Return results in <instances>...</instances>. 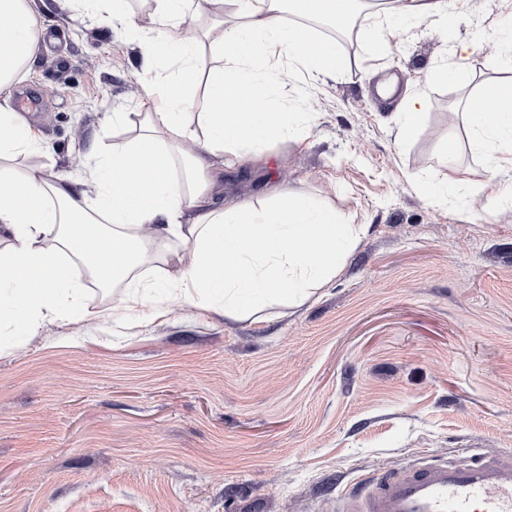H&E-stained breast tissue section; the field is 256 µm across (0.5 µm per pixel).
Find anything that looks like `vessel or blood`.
Returning a JSON list of instances; mask_svg holds the SVG:
<instances>
[{
	"mask_svg": "<svg viewBox=\"0 0 512 512\" xmlns=\"http://www.w3.org/2000/svg\"><path fill=\"white\" fill-rule=\"evenodd\" d=\"M341 512H512V455L430 460L372 475Z\"/></svg>",
	"mask_w": 512,
	"mask_h": 512,
	"instance_id": "1",
	"label": "vessel or blood"
}]
</instances>
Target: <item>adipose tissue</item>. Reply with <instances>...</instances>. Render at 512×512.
Masks as SVG:
<instances>
[{"label": "adipose tissue", "mask_w": 512, "mask_h": 512, "mask_svg": "<svg viewBox=\"0 0 512 512\" xmlns=\"http://www.w3.org/2000/svg\"><path fill=\"white\" fill-rule=\"evenodd\" d=\"M77 14L115 31L139 51L142 110L130 137L109 153L86 155L78 177L46 180L14 167L44 154V140L9 100L42 29L27 0H0V320L15 334L40 320L76 315L84 292L74 278L117 288L112 316L129 319L166 301L203 298L230 319L296 306L342 268L368 231L285 183L265 205L214 200L225 166L262 158L273 140L302 135L308 113L291 112L277 92L297 74L343 67L333 43L289 24L297 14L347 29L355 9L385 14L393 29L444 23L448 0H153L150 23L125 0H70ZM209 55H202V48ZM214 66H207L206 58ZM206 109L187 110L196 77ZM472 142L488 167L512 155V88L498 85L494 110H465ZM139 165L138 179L128 176ZM95 229L87 238L78 225Z\"/></svg>", "instance_id": "adipose-tissue-1"}]
</instances>
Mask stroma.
Returning <instances> with one entry per match:
<instances>
[{
	"instance_id": "obj_1",
	"label": "stroma",
	"mask_w": 512,
	"mask_h": 512,
	"mask_svg": "<svg viewBox=\"0 0 512 512\" xmlns=\"http://www.w3.org/2000/svg\"><path fill=\"white\" fill-rule=\"evenodd\" d=\"M43 27L12 106L48 152L17 159L46 179L126 133L142 94L137 50L67 0H28ZM512 22V0H452L448 25L360 17L342 71L290 81L302 139L224 172V192L263 202L283 182L347 224L368 225L309 301L227 320L190 303L127 321L81 281L85 315L0 331V512H336L381 469L465 449L512 454V162L491 168L461 113L488 81L484 53L458 81L434 77L453 43ZM397 80L384 100L376 85ZM419 98L410 133L395 114ZM455 142L465 184L444 197Z\"/></svg>"
}]
</instances>
